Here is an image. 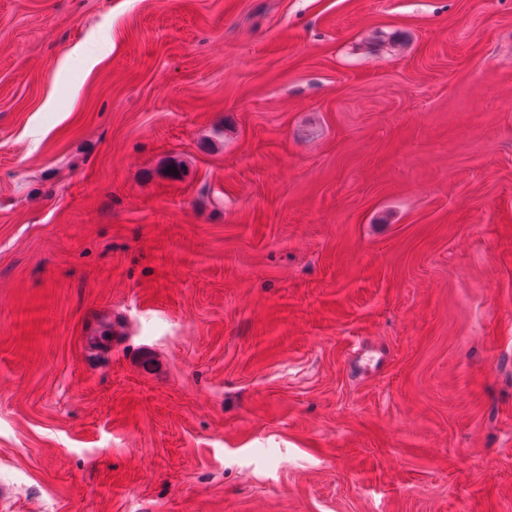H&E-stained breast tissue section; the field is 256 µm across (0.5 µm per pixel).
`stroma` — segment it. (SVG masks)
I'll return each instance as SVG.
<instances>
[{
	"instance_id": "stroma-1",
	"label": "stroma",
	"mask_w": 512,
	"mask_h": 512,
	"mask_svg": "<svg viewBox=\"0 0 512 512\" xmlns=\"http://www.w3.org/2000/svg\"><path fill=\"white\" fill-rule=\"evenodd\" d=\"M0 512H512V0H0Z\"/></svg>"
}]
</instances>
